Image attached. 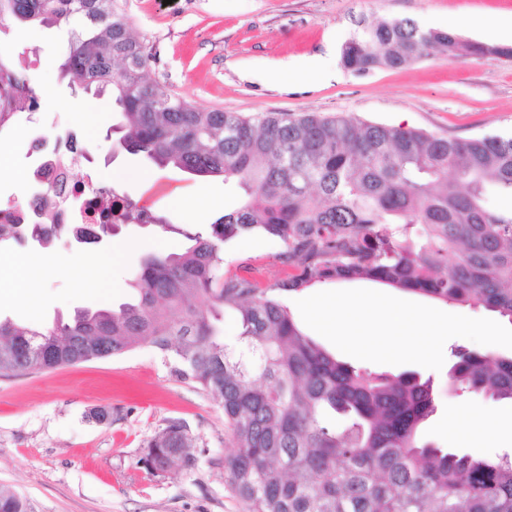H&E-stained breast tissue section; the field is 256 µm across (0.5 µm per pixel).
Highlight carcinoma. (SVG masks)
I'll list each match as a JSON object with an SVG mask.
<instances>
[{
  "label": "carcinoma",
  "mask_w": 512,
  "mask_h": 512,
  "mask_svg": "<svg viewBox=\"0 0 512 512\" xmlns=\"http://www.w3.org/2000/svg\"><path fill=\"white\" fill-rule=\"evenodd\" d=\"M75 19L81 26L73 27ZM66 29L61 64L70 88L109 94L124 118V147L160 168L221 177L240 205L204 230L156 212L153 224L190 242L149 253L117 308L75 312L46 331L0 318V374L54 370L120 356L147 343L174 376L223 410L236 452L224 459L246 512H512V459L459 455L422 440L435 412L430 381L336 360L303 334L269 292L368 279L512 323V137L460 139L369 123L351 115L243 116L202 110L151 76L152 54L121 0H0L6 22ZM512 58L511 47L465 43L410 19L358 22L341 65L357 74L401 69L434 55ZM36 90L0 50V132L33 110ZM261 229L285 246L288 278L266 288L224 272V244ZM208 301L207 307L199 299ZM239 314L229 345L216 326ZM456 393L512 400V356L454 351ZM178 445L169 470L189 466L185 422L171 420L146 445ZM0 512H31L0 489Z\"/></svg>",
  "instance_id": "cac0c4a2"
}]
</instances>
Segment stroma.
I'll list each match as a JSON object with an SVG mask.
<instances>
[{
  "label": "stroma",
  "instance_id": "1",
  "mask_svg": "<svg viewBox=\"0 0 512 512\" xmlns=\"http://www.w3.org/2000/svg\"><path fill=\"white\" fill-rule=\"evenodd\" d=\"M129 21L152 49L153 77L195 106L254 116L266 112L345 114L390 126L451 137L512 134V61L495 56L436 55L398 70L359 75L340 63L341 48L359 18L415 20L420 26L451 30L463 39L489 42L512 26V0H124ZM23 62L34 88L52 87L55 105L33 117H19L0 132V203L21 199L23 190L9 171L30 172L40 153L39 138L66 139L84 131L91 165L111 174L116 189L137 193L154 179L212 199L206 214L194 201L157 203L173 224L202 229L242 194L237 185L199 177L127 152L119 144L123 118L110 96L72 91L58 66L69 52L65 31L11 25L5 44ZM96 102L97 111L82 110ZM157 227L122 225L106 243L79 245L69 237L42 250L47 273L38 289L41 313H30L19 264L29 246L0 245V316L38 330L69 320L75 310L118 306L129 299V283L145 253L169 247ZM282 242L263 232L224 245V267L256 268L264 285L286 277L277 262ZM111 293H102L100 283ZM315 341L353 367L394 375L408 371L432 377L437 411L424 431L436 445L458 453L512 456V402L448 389L451 348L445 366L431 370L382 365L347 354L323 336ZM501 353V346L490 348ZM107 410L109 421L90 413ZM187 424L193 464L157 474L142 462L146 444L169 420ZM232 432L223 410L198 386L179 381L151 345L140 344L113 358L94 359L49 372L0 377V487L27 497L34 512H244L227 470Z\"/></svg>",
  "mask_w": 512,
  "mask_h": 512
}]
</instances>
